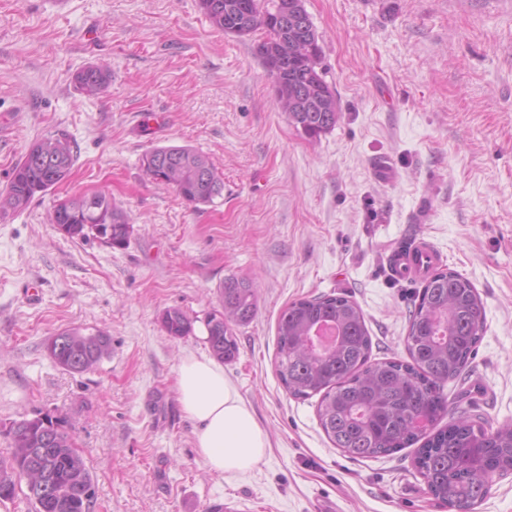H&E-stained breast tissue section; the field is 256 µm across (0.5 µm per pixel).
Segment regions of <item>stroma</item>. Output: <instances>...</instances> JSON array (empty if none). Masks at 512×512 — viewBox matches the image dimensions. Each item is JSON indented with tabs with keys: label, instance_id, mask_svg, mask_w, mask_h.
Returning a JSON list of instances; mask_svg holds the SVG:
<instances>
[{
	"label": "stroma",
	"instance_id": "obj_1",
	"mask_svg": "<svg viewBox=\"0 0 512 512\" xmlns=\"http://www.w3.org/2000/svg\"><path fill=\"white\" fill-rule=\"evenodd\" d=\"M304 6L340 110L317 140L276 106L253 38L214 29L199 0H0V190L40 138L65 135L74 151L66 182L0 213V460L11 422L66 416L95 512H452L414 449L348 457L316 399L292 398L275 371L281 309L330 293L361 306L374 358H406L416 286L387 268L406 240L431 241L483 301L465 383L445 389L450 415L512 424V0ZM89 63L112 70L96 99L73 82ZM164 145L207 154L221 197L196 207L152 181L141 158ZM381 158L391 180L373 172ZM94 191L128 213L125 248L50 223L56 200ZM231 277L254 284L257 312L224 374L270 448L225 477L201 461L175 378L183 356L208 353L206 320ZM173 308L189 336L163 331ZM70 329L110 336L93 370L49 357L48 338Z\"/></svg>",
	"mask_w": 512,
	"mask_h": 512
}]
</instances>
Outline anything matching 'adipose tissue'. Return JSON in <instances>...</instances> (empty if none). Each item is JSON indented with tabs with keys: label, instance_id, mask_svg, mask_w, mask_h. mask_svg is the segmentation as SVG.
I'll return each instance as SVG.
<instances>
[{
	"label": "adipose tissue",
	"instance_id": "1",
	"mask_svg": "<svg viewBox=\"0 0 512 512\" xmlns=\"http://www.w3.org/2000/svg\"><path fill=\"white\" fill-rule=\"evenodd\" d=\"M176 384L181 410L195 424L197 452L211 472L244 473L263 461L269 439L220 363L184 356Z\"/></svg>",
	"mask_w": 512,
	"mask_h": 512
}]
</instances>
